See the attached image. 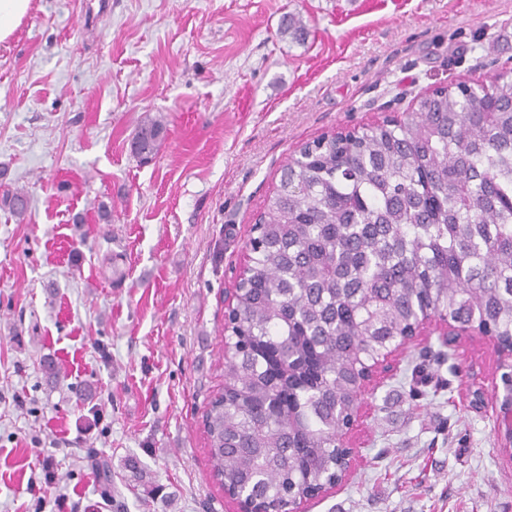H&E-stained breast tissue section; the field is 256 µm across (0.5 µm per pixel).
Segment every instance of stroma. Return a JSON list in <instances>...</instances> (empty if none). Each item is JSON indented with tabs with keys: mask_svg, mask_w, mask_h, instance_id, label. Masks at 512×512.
<instances>
[{
	"mask_svg": "<svg viewBox=\"0 0 512 512\" xmlns=\"http://www.w3.org/2000/svg\"><path fill=\"white\" fill-rule=\"evenodd\" d=\"M511 69L512 0H33L0 42V196H30L21 218L0 204V512H239L203 415L224 295L282 166ZM149 116L167 131L142 163ZM438 349L390 360L356 468L301 512H512L499 408L466 397L493 391L498 355L477 336L452 364L427 360ZM166 127L162 119L146 118L133 139V153L140 161L147 162L155 156L165 138Z\"/></svg>",
	"mask_w": 512,
	"mask_h": 512,
	"instance_id": "1",
	"label": "stroma"
}]
</instances>
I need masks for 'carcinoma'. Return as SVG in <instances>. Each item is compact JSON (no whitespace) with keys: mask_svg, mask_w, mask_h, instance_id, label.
I'll return each mask as SVG.
<instances>
[{"mask_svg":"<svg viewBox=\"0 0 512 512\" xmlns=\"http://www.w3.org/2000/svg\"><path fill=\"white\" fill-rule=\"evenodd\" d=\"M303 146L253 224L204 418L225 491L293 512L331 484L357 383L435 316L512 347V71ZM146 118L143 162L165 138Z\"/></svg>","mask_w":512,"mask_h":512,"instance_id":"cac0c4a2","label":"carcinoma"}]
</instances>
